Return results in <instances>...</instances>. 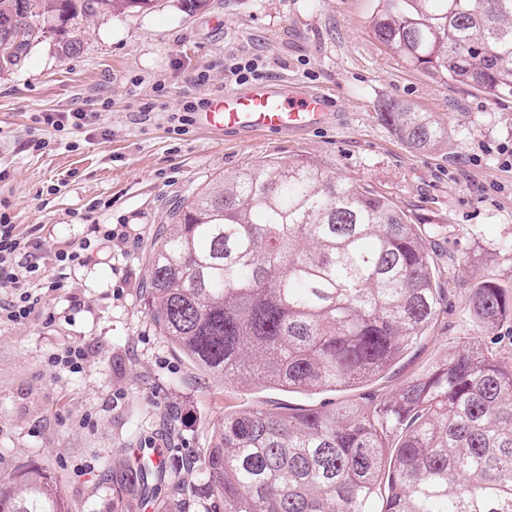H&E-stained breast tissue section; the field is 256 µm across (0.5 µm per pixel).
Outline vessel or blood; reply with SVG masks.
I'll list each match as a JSON object with an SVG mask.
<instances>
[{"mask_svg": "<svg viewBox=\"0 0 512 512\" xmlns=\"http://www.w3.org/2000/svg\"><path fill=\"white\" fill-rule=\"evenodd\" d=\"M329 120L326 95L311 93L297 84L256 83L243 90L215 96L197 121L216 135L241 133L306 134Z\"/></svg>", "mask_w": 512, "mask_h": 512, "instance_id": "obj_1", "label": "vessel or blood"}]
</instances>
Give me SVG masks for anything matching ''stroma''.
Here are the masks:
<instances>
[{
	"label": "stroma",
	"mask_w": 512,
	"mask_h": 512,
	"mask_svg": "<svg viewBox=\"0 0 512 512\" xmlns=\"http://www.w3.org/2000/svg\"><path fill=\"white\" fill-rule=\"evenodd\" d=\"M376 0H152L44 38L0 76V205L40 233L49 274L41 313L0 318V480L31 465L58 485L68 512H224L201 462L224 413L256 407L370 406L448 352L479 339L512 361V321L486 329L467 311L474 281L512 290V98L436 84L404 68L372 35ZM75 50H66L69 40ZM254 60L267 80L328 93V125L285 134L215 136L168 119L188 89L223 93L225 69ZM208 71L205 85L191 79ZM433 112L454 131L424 153L379 121V99ZM154 104L142 119L143 104ZM97 111L94 124L53 129L45 112ZM42 141L41 150L29 147ZM317 156L339 177L392 197L435 230L448 305L389 371L334 392L241 388L209 376L156 330L145 306L147 258L179 202L220 174L266 157ZM111 208L91 209L92 201ZM118 238L104 240L106 225ZM89 239L87 262L58 249ZM84 351L78 365L70 350ZM164 453L152 488L130 471L134 449Z\"/></svg>",
	"instance_id": "stroma-1"
}]
</instances>
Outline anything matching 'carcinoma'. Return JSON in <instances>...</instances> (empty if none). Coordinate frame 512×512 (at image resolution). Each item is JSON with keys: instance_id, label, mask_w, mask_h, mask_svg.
I'll use <instances>...</instances> for the list:
<instances>
[{"instance_id": "carcinoma-1", "label": "carcinoma", "mask_w": 512, "mask_h": 512, "mask_svg": "<svg viewBox=\"0 0 512 512\" xmlns=\"http://www.w3.org/2000/svg\"><path fill=\"white\" fill-rule=\"evenodd\" d=\"M150 0H0V74L42 41L45 15L123 14ZM371 32L406 68L450 87L512 97V0H378ZM378 119L423 153L451 140L433 112L381 100ZM160 335L238 386L323 392L389 370L444 301L421 229L389 197L311 156L228 172L183 200L148 263ZM487 329L512 296L478 280ZM402 431L386 458L387 433ZM224 512H512V362L477 341L372 409L224 413L201 466ZM0 512H66L44 472L0 482Z\"/></svg>"}]
</instances>
